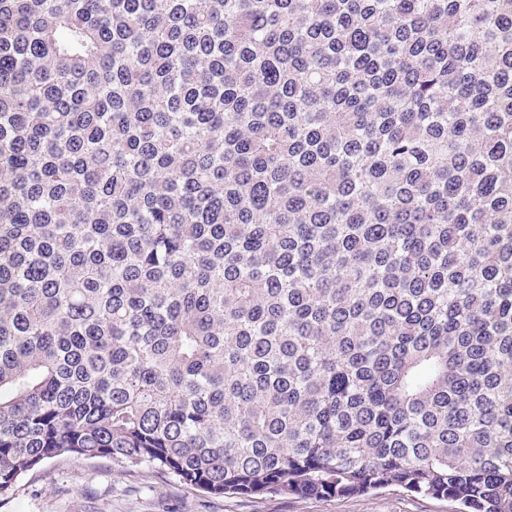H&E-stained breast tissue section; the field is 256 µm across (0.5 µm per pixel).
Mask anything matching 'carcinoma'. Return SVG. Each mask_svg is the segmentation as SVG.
<instances>
[{"label": "carcinoma", "mask_w": 512, "mask_h": 512, "mask_svg": "<svg viewBox=\"0 0 512 512\" xmlns=\"http://www.w3.org/2000/svg\"><path fill=\"white\" fill-rule=\"evenodd\" d=\"M512 512V0H0V497ZM447 500L397 488L354 497H212L151 465L126 469L107 459L56 457L24 478L0 512H453Z\"/></svg>", "instance_id": "obj_1"}]
</instances>
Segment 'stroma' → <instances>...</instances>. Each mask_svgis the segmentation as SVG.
<instances>
[{"label": "stroma", "mask_w": 512, "mask_h": 512, "mask_svg": "<svg viewBox=\"0 0 512 512\" xmlns=\"http://www.w3.org/2000/svg\"><path fill=\"white\" fill-rule=\"evenodd\" d=\"M445 500L395 488L354 497H212L159 473L107 459L56 457L24 478L0 512H453Z\"/></svg>", "instance_id": "35a3bbf8"}]
</instances>
